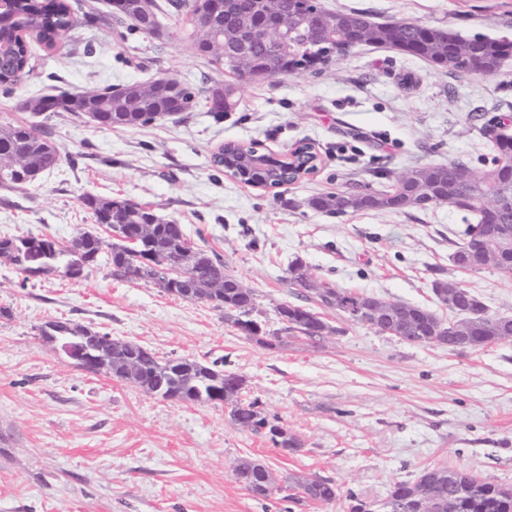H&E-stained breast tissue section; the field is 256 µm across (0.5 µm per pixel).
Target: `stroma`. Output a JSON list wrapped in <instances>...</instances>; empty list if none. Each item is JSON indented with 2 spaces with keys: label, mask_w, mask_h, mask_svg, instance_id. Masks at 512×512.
I'll use <instances>...</instances> for the list:
<instances>
[{
  "label": "stroma",
  "mask_w": 512,
  "mask_h": 512,
  "mask_svg": "<svg viewBox=\"0 0 512 512\" xmlns=\"http://www.w3.org/2000/svg\"><path fill=\"white\" fill-rule=\"evenodd\" d=\"M327 9L376 20L410 19L464 36L512 41V0H322ZM75 25L56 48L36 47L28 73L0 90V124L48 132L62 160L29 188H0V236L44 234L67 243L97 223L83 196L130 199L182 224L195 247L219 255L256 295L254 317L278 332L292 301L288 267L299 261L336 288L408 302L447 316L440 280L478 294L493 315H512V278L451 261L473 216L422 212L329 215L310 198L392 185L418 166L490 160L491 134L512 125V62L491 76L457 78L390 49L361 46L326 66L241 86L237 107L204 105L135 128H101L68 112L39 115L23 102L43 94L146 82L166 74L194 85L236 83L197 53L183 13L160 36ZM227 142L279 157L315 145V173L255 188L212 163ZM332 332L319 343L267 348L223 311L106 264L71 280L24 279L0 262V512H348V494L385 497L425 467L464 468L512 485V341L473 351L410 345L322 310ZM68 321L136 342L160 359L220 361L242 375L245 395L278 417L300 448L285 451L241 429L226 404L166 400L106 375H90L41 336ZM273 473L276 492L256 498L236 479L238 461ZM334 479L343 497L290 506L289 477Z\"/></svg>",
  "instance_id": "obj_1"
}]
</instances>
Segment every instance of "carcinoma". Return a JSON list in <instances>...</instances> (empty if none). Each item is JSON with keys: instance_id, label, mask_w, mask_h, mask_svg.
I'll list each match as a JSON object with an SVG mask.
<instances>
[{"instance_id": "carcinoma-1", "label": "carcinoma", "mask_w": 512, "mask_h": 512, "mask_svg": "<svg viewBox=\"0 0 512 512\" xmlns=\"http://www.w3.org/2000/svg\"><path fill=\"white\" fill-rule=\"evenodd\" d=\"M149 6L153 12L155 27L143 24L137 17L126 20L116 16L112 10L101 15L94 8L85 12L86 22L107 25L130 22L134 29L156 35L161 28L160 17L167 12L156 0ZM281 6L294 15L296 20L288 23V34L284 49L299 63L307 61L322 46L343 44L396 50L422 59L437 69L446 70L458 77L495 75L505 62L512 60V42L474 35L462 36L450 29L435 28L408 19L379 22L362 11L332 12L320 0H265L259 8V0H227L224 10V31L230 36L227 41H215L207 31L192 24L190 39L194 49L203 54L210 53L224 70L238 73L235 60L243 56L256 67L263 68L275 54L273 46L260 39L242 41L236 34L243 24L255 27L270 24L275 16L270 11ZM72 28L69 0H13L11 10L0 20V39L8 46V55L0 63V86L9 88L18 82L17 72L29 67L32 58L31 34L47 49L54 48L65 39ZM161 85L159 79L148 83L149 90L137 112H124L121 103L131 86H105L83 90L78 93L62 91L28 99L24 107L36 114L45 102L52 104L58 112H70L85 117L96 125L109 128H135L165 119L183 112H191L198 99L209 101L212 91L220 86L224 90V111H231L236 103L237 87L234 84L214 82L209 86L195 88L176 82L177 91L163 96L154 94ZM490 162L475 166L456 159L446 164L424 168L428 173V184L412 179L405 183L396 177L387 189H352L315 196L308 205L327 214L344 215L349 212L377 211L401 212L406 210L428 211L437 206H448L475 216L478 224H505L512 226V209L504 208L493 217L487 208L495 202V185L512 184V137L499 133L492 138ZM251 153V147L241 143H229L225 153L213 159L221 169L232 168L241 161L247 182L265 183L271 186L285 180V173L277 174L278 158L269 155L267 168L256 172L243 156ZM61 162L57 145L50 136L24 124H0V187L12 190L31 185L40 174L54 169ZM85 207L92 211L95 219L104 224H121L129 238L139 237V227L147 216L153 214L148 206L140 205L129 211L112 198L93 195L83 197ZM16 244L17 268L25 278L47 277L56 273L67 274V264L80 265L85 256L106 254L110 274L118 280H144L161 291L191 301H201L224 310L245 336L252 337L262 330L261 323L252 318L255 311V294L243 287L241 282L224 266L218 255H210L191 245L183 225L171 221L154 225L152 233L139 241L140 262L129 254L126 244L102 246L93 236L80 242L82 253L71 254L68 249H52L51 237L3 236L0 248ZM192 252V261L183 275L176 280L165 278L163 271L174 260L186 252ZM289 282L314 295L325 308L333 306L336 296L350 300L367 299L369 295L341 290L329 283L313 278L302 263L295 262L288 268ZM457 310L463 320L470 312L485 316L481 327L470 344L472 348H484L502 340L512 341V317L492 316L482 299L469 290ZM278 316L285 321L284 331L294 338L320 341L329 333V326L319 313L301 304H281ZM430 323L422 322L407 338L406 343L424 345L428 343L430 328L446 327L445 320L433 311H425ZM84 339L81 343L94 349L101 358L112 361V378L142 389L144 392L158 390L164 398L186 403L217 404L214 394H224L231 405L230 415L242 429L269 437L277 448L294 451L301 447L299 439L288 433L276 418H269L258 400L240 398L244 390L243 376L230 371L216 369L195 359L179 358L162 361L142 345L132 341L112 338L107 333L79 327ZM267 467L250 461L246 468L235 470L237 480L256 497L266 498L273 488L265 482ZM427 485L451 495L457 502L456 512H512V485L486 481L465 470L433 466L422 469L413 480L393 482L385 499L374 510L373 505L356 495L348 494L350 512H448L444 501L432 498L416 499L419 489ZM291 493L286 498L295 503H331L340 497V488L330 478L298 477L288 486Z\"/></svg>"}]
</instances>
